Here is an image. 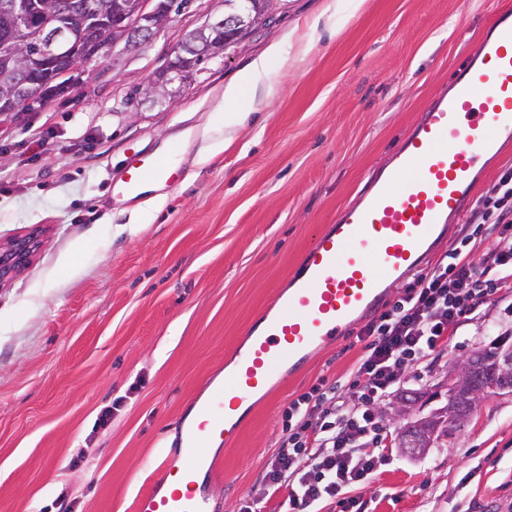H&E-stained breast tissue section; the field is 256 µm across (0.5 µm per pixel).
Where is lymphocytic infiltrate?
<instances>
[{"label":"lymphocytic infiltrate","mask_w":512,"mask_h":512,"mask_svg":"<svg viewBox=\"0 0 512 512\" xmlns=\"http://www.w3.org/2000/svg\"><path fill=\"white\" fill-rule=\"evenodd\" d=\"M474 224L512 230V174L503 173L482 195ZM469 236L457 239L445 258L420 274L387 309L359 332L363 354L349 374L320 381L284 409V441L240 512H365L351 489L366 483L387 459L389 431L377 414L398 391L402 374L428 354L446 348L462 318L475 313L502 289L512 290V246L475 266ZM360 381L356 403L341 392Z\"/></svg>","instance_id":"lymphocytic-infiltrate-1"}]
</instances>
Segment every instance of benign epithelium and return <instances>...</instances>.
Returning a JSON list of instances; mask_svg holds the SVG:
<instances>
[{"label":"benign epithelium","mask_w":512,"mask_h":512,"mask_svg":"<svg viewBox=\"0 0 512 512\" xmlns=\"http://www.w3.org/2000/svg\"><path fill=\"white\" fill-rule=\"evenodd\" d=\"M179 0H118L101 6L90 0H56L47 9L34 8L30 0H4L0 15L11 24L0 34V58L4 69L0 81V129L15 122L32 100L56 97L72 91L83 81L88 65L105 57L118 43L137 49L149 42L179 12ZM237 28L264 25L268 14L246 7L232 14ZM230 46L224 40V14H218L190 32L175 51L162 75H154L141 87L140 101L153 105L173 99L185 83L184 76L200 60L222 55ZM58 66L55 80L37 78L44 63ZM40 245L39 231L33 230L0 247V286L10 282L29 262ZM471 361L465 357L448 368L443 384L454 392L463 391L477 410L485 399L472 389Z\"/></svg>","instance_id":"benign-epithelium-1"}]
</instances>
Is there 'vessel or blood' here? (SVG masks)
I'll list each match as a JSON object with an SVG mask.
<instances>
[{
    "mask_svg": "<svg viewBox=\"0 0 512 512\" xmlns=\"http://www.w3.org/2000/svg\"><path fill=\"white\" fill-rule=\"evenodd\" d=\"M489 28L453 92L427 105L395 168L375 178L316 239L293 288L248 331L223 383L182 421L138 512H210L208 450L238 431L247 399L343 340L352 321L383 300L389 281L422 266L449 215L473 195L481 161L512 140V12L497 13ZM177 175L169 157L138 153L120 189L136 197L145 184L169 185Z\"/></svg>",
    "mask_w": 512,
    "mask_h": 512,
    "instance_id": "1",
    "label": "vessel or blood"
}]
</instances>
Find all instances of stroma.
<instances>
[{
	"instance_id": "stroma-1",
	"label": "stroma",
	"mask_w": 512,
	"mask_h": 512,
	"mask_svg": "<svg viewBox=\"0 0 512 512\" xmlns=\"http://www.w3.org/2000/svg\"><path fill=\"white\" fill-rule=\"evenodd\" d=\"M504 9L512 0H278L273 20L172 102L140 104L143 83L222 10L188 0L149 43L93 60L74 95L1 129L0 242L36 227L41 245L0 287V512H53L62 494L75 512H136L206 380L223 376L247 326L391 164ZM275 43L277 94L225 138V84ZM134 151L179 167L161 205L118 193ZM358 333L256 398L212 449L211 512H238L281 446L284 408L352 368ZM505 335L511 291L404 371L406 389L434 395L419 416L444 405L449 366ZM354 494L369 512H501L512 499V392L488 397L426 455L389 448Z\"/></svg>"
}]
</instances>
